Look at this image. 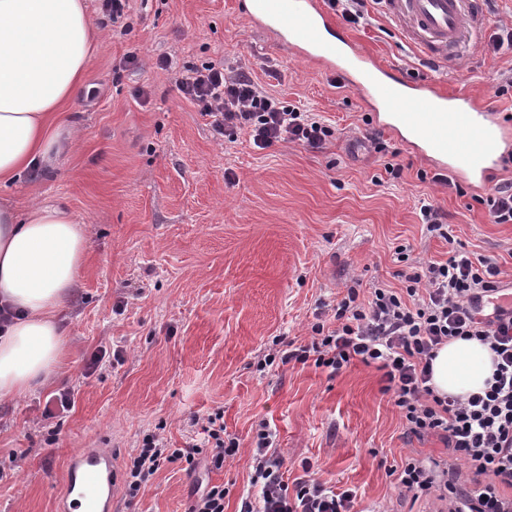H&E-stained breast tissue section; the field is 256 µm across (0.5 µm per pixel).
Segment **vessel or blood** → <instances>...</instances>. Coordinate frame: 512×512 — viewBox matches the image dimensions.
Returning <instances> with one entry per match:
<instances>
[{"mask_svg": "<svg viewBox=\"0 0 512 512\" xmlns=\"http://www.w3.org/2000/svg\"><path fill=\"white\" fill-rule=\"evenodd\" d=\"M383 2L412 41L442 60L463 55L484 20L481 0ZM243 10L280 47L357 88L378 124L405 132L423 159L477 189L496 175L502 150L512 146V126L495 110L467 94L446 108L448 95L437 85L409 80L361 52L321 0H243ZM116 480L110 451L79 449L69 459L56 512H112Z\"/></svg>", "mask_w": 512, "mask_h": 512, "instance_id": "1", "label": "vessel or blood"}]
</instances>
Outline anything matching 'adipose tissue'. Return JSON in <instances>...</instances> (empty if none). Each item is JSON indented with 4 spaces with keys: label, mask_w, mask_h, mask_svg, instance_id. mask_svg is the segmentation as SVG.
Returning a JSON list of instances; mask_svg holds the SVG:
<instances>
[{
    "label": "adipose tissue",
    "mask_w": 512,
    "mask_h": 512,
    "mask_svg": "<svg viewBox=\"0 0 512 512\" xmlns=\"http://www.w3.org/2000/svg\"><path fill=\"white\" fill-rule=\"evenodd\" d=\"M100 42L85 0H0V185L27 169L54 168L78 135L57 114L82 88ZM87 250L84 225L63 205L32 204L18 214L0 205V396L55 375L65 337L59 316L72 295ZM480 341L454 339L432 362L441 396L480 392L494 372Z\"/></svg>",
    "instance_id": "ef3b65f1"
}]
</instances>
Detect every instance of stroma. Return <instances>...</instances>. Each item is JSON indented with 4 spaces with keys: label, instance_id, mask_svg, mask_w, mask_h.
<instances>
[{
    "label": "stroma",
    "instance_id": "stroma-1",
    "mask_svg": "<svg viewBox=\"0 0 512 512\" xmlns=\"http://www.w3.org/2000/svg\"><path fill=\"white\" fill-rule=\"evenodd\" d=\"M102 33L86 74L90 93L67 104L81 134L56 168L0 187V202L66 205L87 226L88 248L61 316L66 345L52 381L0 398V512H54L76 449H111L119 480L115 512H187L197 483L224 485V512L250 488L249 449L259 422L277 432L289 477L310 462L315 478L357 489L383 512H425L401 500L390 468L410 455H440L436 440L406 437L383 373L355 363L335 378L314 366L256 365L278 338L307 342L325 305L347 286L401 288L398 246L443 262L451 244L428 237L421 205L444 211L457 242L512 272V224L492 223L472 194L431 180L435 168L384 133L403 166L390 179L367 136L377 126L360 92L277 49L251 26L239 0H130L113 22L104 0H87ZM366 25H346L357 45L416 81L471 93L500 115L512 96L497 79L512 50L492 39L512 27V0H485L484 21L452 64L427 59L372 0ZM173 61L159 68L160 58ZM251 62L255 77L286 104L336 129L313 150L295 142L255 149L216 134L175 88L186 69ZM119 364L96 371L99 351ZM75 391L66 417L47 422V402ZM224 411L239 451L214 470L166 464L134 500L123 478L145 434L173 447L196 437L197 421Z\"/></svg>",
    "mask_w": 512,
    "mask_h": 512
}]
</instances>
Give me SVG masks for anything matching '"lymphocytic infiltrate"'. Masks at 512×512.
Segmentation results:
<instances>
[{
  "label": "lymphocytic infiltrate",
  "mask_w": 512,
  "mask_h": 512,
  "mask_svg": "<svg viewBox=\"0 0 512 512\" xmlns=\"http://www.w3.org/2000/svg\"><path fill=\"white\" fill-rule=\"evenodd\" d=\"M182 96L199 106L221 136L249 134L261 150L297 141L324 148L335 136L320 115L285 105L260 83L249 63H209L176 80ZM404 267L402 291L358 288L331 306L334 329L317 322L307 344L279 341L257 363L266 368L313 364L336 376L353 361L377 365L393 395L407 436L439 439L447 456H410L396 477L401 498L435 499L443 512H512V306L503 304L504 273L494 259L454 249L447 261H426L397 251ZM456 338L487 344L496 355L495 371L483 392L460 400L435 394L430 385L438 349ZM198 443L172 447L158 433L145 435L130 460L126 493L136 497L164 464L196 467L206 456L219 470L239 450L227 437L224 412L204 418ZM276 433L260 423L251 450L250 485L255 495L241 500L239 512H356L355 489L340 488L311 475L286 481L285 460Z\"/></svg>",
  "instance_id": "obj_1"
}]
</instances>
